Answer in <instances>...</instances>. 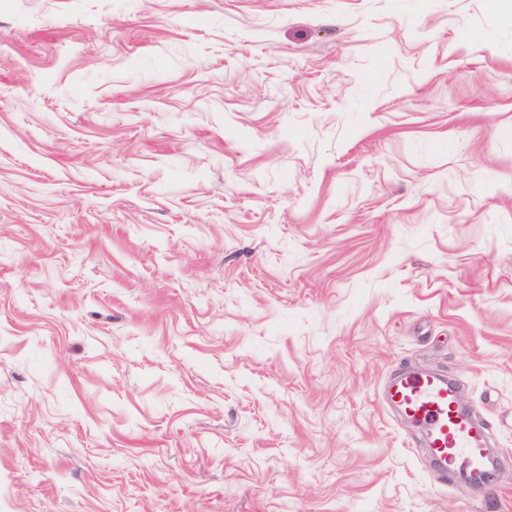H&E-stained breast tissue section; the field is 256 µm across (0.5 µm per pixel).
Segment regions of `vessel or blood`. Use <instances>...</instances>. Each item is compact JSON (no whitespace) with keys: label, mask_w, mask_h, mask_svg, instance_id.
Returning <instances> with one entry per match:
<instances>
[{"label":"vessel or blood","mask_w":512,"mask_h":512,"mask_svg":"<svg viewBox=\"0 0 512 512\" xmlns=\"http://www.w3.org/2000/svg\"><path fill=\"white\" fill-rule=\"evenodd\" d=\"M386 399L424 428L431 453L449 471L467 480L484 470L488 435L458 409L451 379L411 370L389 387Z\"/></svg>","instance_id":"b4317fda"}]
</instances>
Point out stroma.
Here are the masks:
<instances>
[{"instance_id":"obj_1","label":"stroma","mask_w":512,"mask_h":512,"mask_svg":"<svg viewBox=\"0 0 512 512\" xmlns=\"http://www.w3.org/2000/svg\"><path fill=\"white\" fill-rule=\"evenodd\" d=\"M0 512H512V12L0 0ZM386 399L424 428L428 448L449 471L467 480L485 469L488 434L458 409L451 379L410 370L389 387Z\"/></svg>"}]
</instances>
